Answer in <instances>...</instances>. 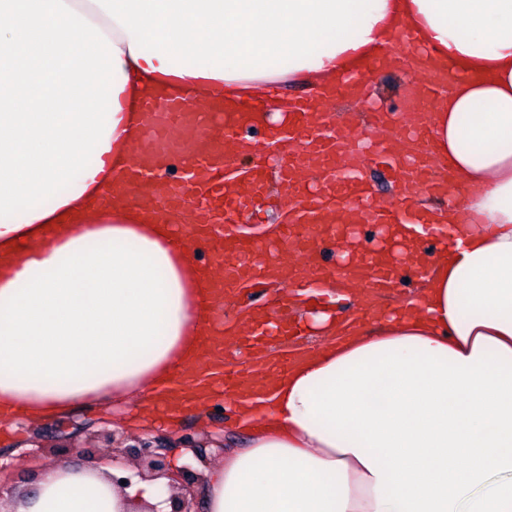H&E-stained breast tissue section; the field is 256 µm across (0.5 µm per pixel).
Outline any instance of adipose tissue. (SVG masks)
<instances>
[{"instance_id":"1","label":"adipose tissue","mask_w":512,"mask_h":512,"mask_svg":"<svg viewBox=\"0 0 512 512\" xmlns=\"http://www.w3.org/2000/svg\"><path fill=\"white\" fill-rule=\"evenodd\" d=\"M406 72L448 62L428 111L451 174L431 218L456 246L384 318L316 308L321 344L241 400L247 448L203 470L204 512H393L347 442L306 419L308 388L383 343L512 356V0H0V419L41 421L135 399L128 421L196 373L212 319L209 267L175 240L180 217L105 200L143 132L142 96L218 98L234 110L301 82L344 87L404 31ZM44 467L16 512H164L166 479Z\"/></svg>"}]
</instances>
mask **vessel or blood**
Masks as SVG:
<instances>
[{
  "label": "vessel or blood",
  "instance_id": "1",
  "mask_svg": "<svg viewBox=\"0 0 512 512\" xmlns=\"http://www.w3.org/2000/svg\"><path fill=\"white\" fill-rule=\"evenodd\" d=\"M444 87L442 77L436 73L413 83L407 105L409 130L401 136L386 137L390 124L388 113L373 112L371 125L377 135L357 149L350 148L344 134L333 137L323 134L319 127L322 113L318 99L290 103L292 121L275 133L282 153L288 157L277 178L288 189V208L292 213L280 229V242L292 246L301 240L305 248L296 263L282 260L272 264L254 263L247 277L253 287H266L271 280L290 285L314 284L327 273L319 262L323 238L344 236L354 224L388 228L400 224L412 238L431 237L439 247L452 242L451 227L429 223L424 212L406 194H398L393 205L375 204L369 188L355 175L361 165L374 162L397 177L409 163L415 165L419 182L428 194L447 193L449 179L434 170L431 132L424 120L428 106ZM142 109L145 132L135 144L121 188L150 205L181 214H196L204 209L221 211L223 233H215L212 225L201 223L188 225V232L197 240L212 243L217 252L245 251L246 244L238 237L235 219L254 197L261 195L266 177L262 169H255L249 186L233 193L224 183V163L229 143L236 139L249 115L260 111V104L250 101L238 111L228 112L220 104L205 99L162 100L149 94L143 100ZM174 156L183 161L184 178L179 183L163 182L159 172ZM394 272V262L383 250L375 249L363 252L347 276L353 281L368 282L375 293L391 285ZM304 333L293 307L273 292L264 307L252 313L249 327L236 336L235 345L251 357L257 350ZM225 340L224 322L215 320L202 344L208 358L205 372L192 381V388L215 390L235 398L259 397L261 388L254 368L225 370Z\"/></svg>",
  "mask_w": 512,
  "mask_h": 512
}]
</instances>
